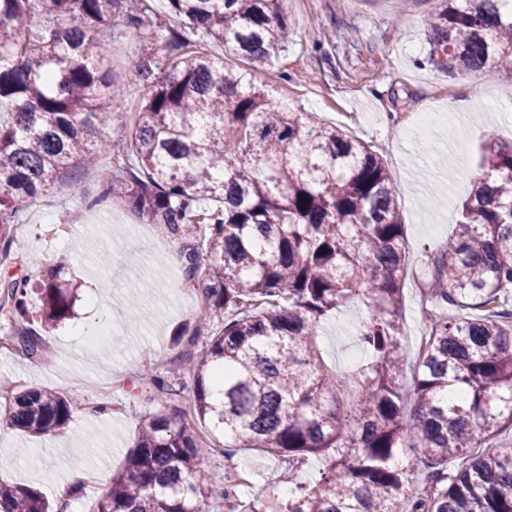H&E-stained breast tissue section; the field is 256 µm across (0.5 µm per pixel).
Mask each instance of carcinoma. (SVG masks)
Returning <instances> with one entry per match:
<instances>
[{"mask_svg": "<svg viewBox=\"0 0 512 512\" xmlns=\"http://www.w3.org/2000/svg\"><path fill=\"white\" fill-rule=\"evenodd\" d=\"M0 0V264L25 242L14 224L25 203L72 164L100 166L105 198H119L180 247L185 278L205 314L184 329L200 347L190 368L194 416L228 448H261L288 461V497L269 484L242 501L222 478L195 482L209 449L160 382L162 405L143 424L124 468L94 512H512V147L485 141L479 178L446 246L427 255L432 311L415 363L414 406L401 383L404 224L384 159L346 130L278 103L224 59L188 49L172 26L255 63L279 59L291 24L285 0ZM145 46L129 79L149 93L126 149L105 129L124 89L107 81L103 42L118 26ZM429 62L450 78L512 73V4L442 0L429 20ZM208 257L210 264L202 263ZM57 263L39 288L0 279L3 339L29 358L26 326L40 294L41 326L71 317L75 293ZM357 304L364 359L327 364L318 329ZM224 329L213 335L216 320ZM5 419L34 435L61 432L80 403L45 388L10 389ZM320 479H297L306 459ZM429 471L424 489L406 479ZM0 512H53L31 487L0 482Z\"/></svg>", "mask_w": 512, "mask_h": 512, "instance_id": "cac0c4a2", "label": "carcinoma"}]
</instances>
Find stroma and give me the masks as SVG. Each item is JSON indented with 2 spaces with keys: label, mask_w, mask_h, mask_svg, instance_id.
<instances>
[{
  "label": "stroma",
  "mask_w": 512,
  "mask_h": 512,
  "mask_svg": "<svg viewBox=\"0 0 512 512\" xmlns=\"http://www.w3.org/2000/svg\"><path fill=\"white\" fill-rule=\"evenodd\" d=\"M441 4L287 0L288 49L270 64L252 63L218 44L196 45L223 58L225 68L270 86L295 111L344 127L386 161L405 224L403 330L412 360L424 335V261L447 242L460 219L481 144L492 137L512 146V74L490 71L475 84L426 64V19ZM142 50L139 38L126 31L104 46L112 83L126 89L107 129L120 151L148 93L128 80ZM98 192V170L74 166L21 210L14 230L26 249L11 275L41 278L64 254L78 297L70 319L52 332L31 323L42 339L39 357L0 349V374L17 388H50L81 403L62 433L1 432L0 481L29 486L53 503L57 484L75 480L83 493L72 512H92L105 486L102 474L124 467L146 413L155 409V378L169 379L196 353L175 336L205 304L202 289L185 280L182 265L169 261L160 226L146 223L119 199L88 208ZM134 280L144 283L141 293H131ZM320 336L337 368L360 360L352 307L326 320ZM195 431L212 448L198 468L200 484L244 469L250 473L249 483L238 486L244 493L288 474L286 462L260 449L240 448L229 458L223 440L202 425Z\"/></svg>",
  "instance_id": "stroma-1"
}]
</instances>
